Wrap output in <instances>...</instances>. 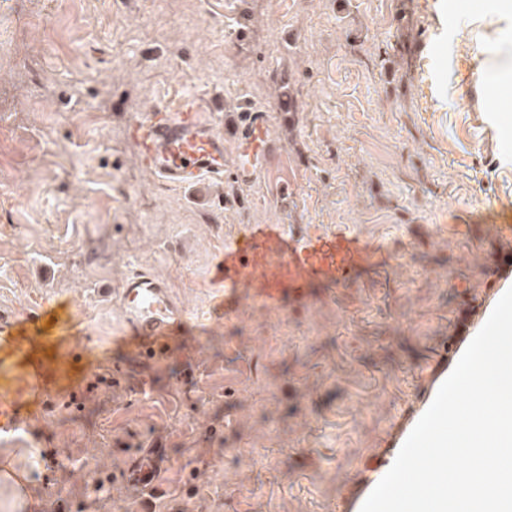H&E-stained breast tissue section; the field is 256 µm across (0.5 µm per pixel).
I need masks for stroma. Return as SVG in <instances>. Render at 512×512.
Masks as SVG:
<instances>
[{"label": "stroma", "instance_id": "stroma-1", "mask_svg": "<svg viewBox=\"0 0 512 512\" xmlns=\"http://www.w3.org/2000/svg\"><path fill=\"white\" fill-rule=\"evenodd\" d=\"M499 0H0V310L68 301L91 364L0 431L33 512H345L397 452L395 418L495 306L512 259V21ZM199 97L227 154L239 113L280 145L275 174L172 187L133 122ZM251 224L346 228L378 251L302 306L226 318L215 266ZM165 281L191 327L130 361L117 289ZM159 456L148 459V449Z\"/></svg>", "mask_w": 512, "mask_h": 512}]
</instances>
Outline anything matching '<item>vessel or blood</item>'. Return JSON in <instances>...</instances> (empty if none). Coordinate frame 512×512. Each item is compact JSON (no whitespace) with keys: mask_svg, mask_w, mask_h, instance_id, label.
Wrapping results in <instances>:
<instances>
[{"mask_svg":"<svg viewBox=\"0 0 512 512\" xmlns=\"http://www.w3.org/2000/svg\"><path fill=\"white\" fill-rule=\"evenodd\" d=\"M132 137L144 168L173 186L227 175L247 183L269 171L279 154L264 114L251 111L242 117L235 158L226 162L224 138L196 99L173 109L156 106L134 123ZM374 254L368 241L341 229L294 232L281 224L252 225L241 241L225 246L216 265V277L224 283L218 309L231 315L247 299L275 309L308 303L316 293L352 281ZM118 296L131 327L129 358L148 365L169 354L188 318L167 284L138 273L123 282ZM81 325L66 301L0 314L1 430L14 428L22 411L46 405L88 377L90 365L75 351Z\"/></svg>","mask_w":512,"mask_h":512,"instance_id":"b4317fda","label":"vessel or blood"}]
</instances>
